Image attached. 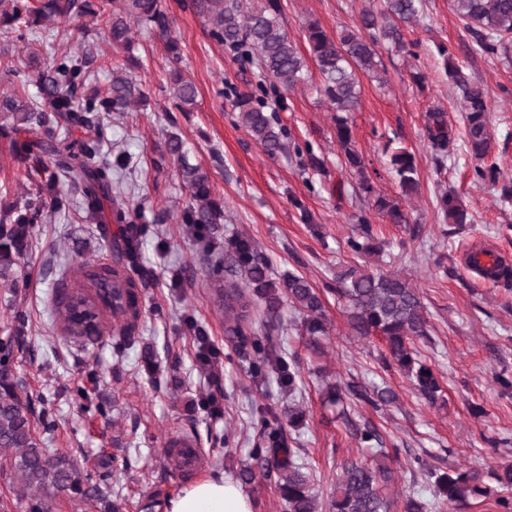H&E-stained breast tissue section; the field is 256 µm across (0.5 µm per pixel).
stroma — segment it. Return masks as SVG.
Wrapping results in <instances>:
<instances>
[{
    "instance_id": "1",
    "label": "stroma",
    "mask_w": 512,
    "mask_h": 512,
    "mask_svg": "<svg viewBox=\"0 0 512 512\" xmlns=\"http://www.w3.org/2000/svg\"><path fill=\"white\" fill-rule=\"evenodd\" d=\"M165 3L179 58H172L164 38L137 27L131 53L98 45L99 83L107 82L113 66L125 65L148 95L145 107L109 115L103 146L110 159H129L132 173L121 199L149 227L139 246V262L151 278L140 291L137 341L118 355L111 334L64 332L52 313L55 293L79 265L115 264L118 225L105 236L81 215H50L36 225L19 261L18 286L0 281V339L12 332L15 311L28 316L27 332L14 346V371L18 392L33 412L46 408L54 414L49 447L90 481L107 476L123 512H165L167 500L191 481L209 475L238 479L251 463L259 430L253 406L279 408L295 399L305 416L292 436L322 506H329L346 460L377 464L373 451L349 434L345 422L351 419L377 425L387 447L407 463L388 495L413 486L431 512H454L434 497L429 470L512 464V395L494 381L495 372L512 371V292L468 264L473 249L490 245L512 265V203L475 179L464 139H456L451 157L436 161L426 113L441 106L449 125L459 133L464 129L460 93L449 83L440 54L446 48L491 98L493 153L504 178H512V57L473 52V39L450 0H424L418 22L402 28L404 47L380 48L378 78L360 75L359 104L348 113V124L376 193L409 216L408 223L393 224L372 197L359 193L357 175L344 165L336 114L315 65H308L295 89L268 90L262 71L215 41L188 0ZM280 3L281 20L306 58L308 22L333 35L380 0ZM176 67L197 86L193 111L174 106L169 86ZM258 92L287 133L285 150L273 156L250 137L232 107L235 96ZM173 134L190 163L207 174L211 198L223 212L219 223L201 229L184 223L191 196L165 148ZM398 148L412 152L418 165L419 187L410 197L391 170L390 156ZM312 154L320 167L310 166ZM28 184L0 138V212L20 202ZM450 190L471 218L454 232L439 208L440 196ZM362 217L372 224L380 253L357 255L348 248ZM231 237L248 239L268 259L272 278L300 275L322 293L330 328L321 353H313L302 336L299 314L288 306L281 310L282 348L301 376L296 394L282 390L273 376L255 382L233 349L204 252L205 244L220 249ZM356 264L399 274L418 288L431 329L429 339L415 346L438 375L437 401L386 366L383 337L352 335L332 288L337 271ZM447 265L457 277L444 274ZM187 266L194 269L189 278L181 274ZM190 319L207 330L214 351L210 369H203L198 344L185 329ZM353 376L390 388L395 402L377 411L355 400L340 408L328 405L327 384ZM186 431L195 438L200 462L183 471L167 451Z\"/></svg>"
}]
</instances>
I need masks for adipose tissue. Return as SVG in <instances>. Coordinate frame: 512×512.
Returning <instances> with one entry per match:
<instances>
[{"mask_svg":"<svg viewBox=\"0 0 512 512\" xmlns=\"http://www.w3.org/2000/svg\"><path fill=\"white\" fill-rule=\"evenodd\" d=\"M168 512H253V508L236 483L214 476L185 486L170 500Z\"/></svg>","mask_w":512,"mask_h":512,"instance_id":"obj_1","label":"adipose tissue"}]
</instances>
